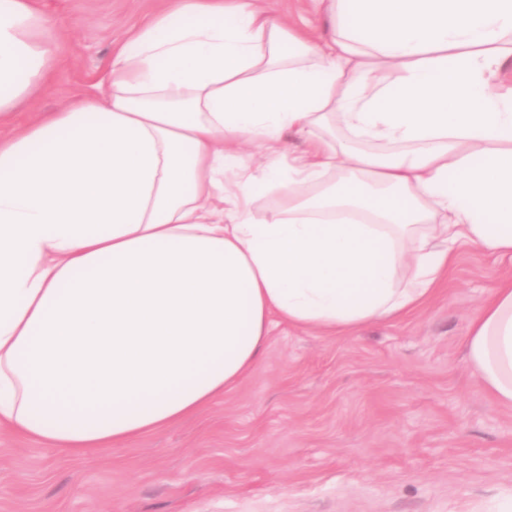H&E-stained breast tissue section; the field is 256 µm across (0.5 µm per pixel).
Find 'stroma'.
I'll list each match as a JSON object with an SVG mask.
<instances>
[{
  "label": "stroma",
  "mask_w": 512,
  "mask_h": 512,
  "mask_svg": "<svg viewBox=\"0 0 512 512\" xmlns=\"http://www.w3.org/2000/svg\"><path fill=\"white\" fill-rule=\"evenodd\" d=\"M63 35L49 87L14 131L99 84L161 0H40ZM321 35L316 0H265ZM512 260L462 248L442 291L402 318L329 336L275 325L256 368L183 422L87 459L0 433V512H497L512 499V407L465 355Z\"/></svg>",
  "instance_id": "35a3bbf8"
}]
</instances>
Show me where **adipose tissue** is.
<instances>
[{
    "instance_id": "obj_1",
    "label": "adipose tissue",
    "mask_w": 512,
    "mask_h": 512,
    "mask_svg": "<svg viewBox=\"0 0 512 512\" xmlns=\"http://www.w3.org/2000/svg\"><path fill=\"white\" fill-rule=\"evenodd\" d=\"M319 3L311 38L263 0H167L107 91L0 135V431L99 454L223 397L275 324L348 335L460 246L512 257V0ZM56 27L0 0V127L60 66ZM466 353L512 406V279Z\"/></svg>"
}]
</instances>
